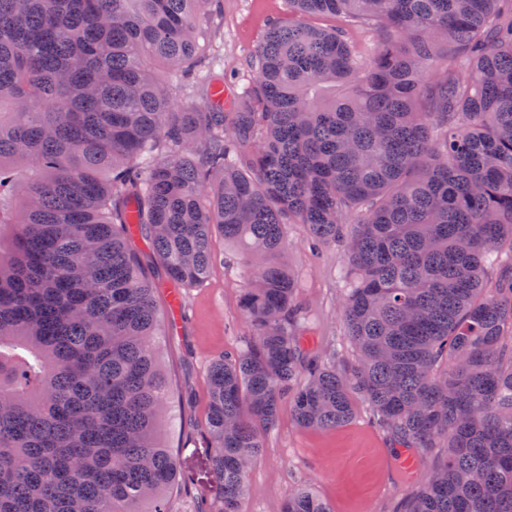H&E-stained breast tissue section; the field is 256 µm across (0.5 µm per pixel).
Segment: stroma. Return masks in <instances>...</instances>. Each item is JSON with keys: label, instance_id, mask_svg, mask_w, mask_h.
I'll use <instances>...</instances> for the list:
<instances>
[{"label": "stroma", "instance_id": "stroma-1", "mask_svg": "<svg viewBox=\"0 0 512 512\" xmlns=\"http://www.w3.org/2000/svg\"><path fill=\"white\" fill-rule=\"evenodd\" d=\"M213 14L224 39V86L241 88L256 74V51L266 33L287 23L288 0H215ZM306 238L305 225H289L288 249L281 257L297 275L299 300L310 315L304 347L310 352L332 347L337 363L354 362L357 353L341 316L344 249L316 253ZM211 254L206 281L182 292V332L162 336L159 347L171 387L162 435L176 451L186 477L171 495L172 512H194L198 503L217 502L211 451L203 438L207 371L218 357L245 349L251 336L239 308L245 286L240 259L219 235L212 238ZM394 455L390 434L372 423L366 405H358L350 422L329 431L300 429L289 410H282L250 468L243 510L281 512L288 494L307 482L333 512H396L401 500L418 490L420 477L387 466Z\"/></svg>", "mask_w": 512, "mask_h": 512}]
</instances>
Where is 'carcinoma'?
Returning <instances> with one entry per match:
<instances>
[{
    "instance_id": "carcinoma-1",
    "label": "carcinoma",
    "mask_w": 512,
    "mask_h": 512,
    "mask_svg": "<svg viewBox=\"0 0 512 512\" xmlns=\"http://www.w3.org/2000/svg\"><path fill=\"white\" fill-rule=\"evenodd\" d=\"M212 2L0 0V512H171L134 237L191 288L217 232L252 335L207 372L211 512H242L283 402L330 430L358 398L424 463L398 512H512V0H288L227 106L197 97ZM290 224L347 253L351 364L304 351ZM282 512L332 509L302 486Z\"/></svg>"
}]
</instances>
